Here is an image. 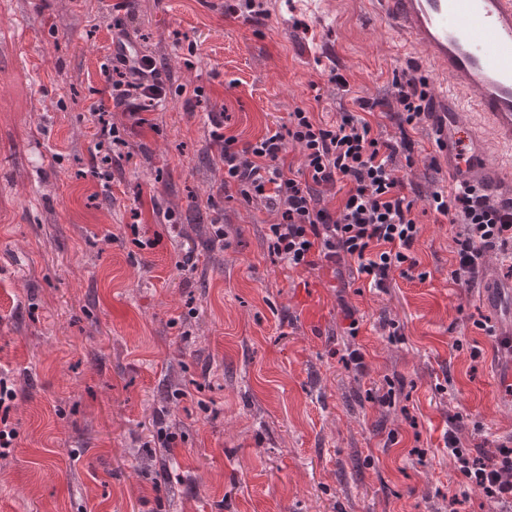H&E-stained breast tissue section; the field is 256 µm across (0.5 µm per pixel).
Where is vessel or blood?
I'll list each match as a JSON object with an SVG mask.
<instances>
[{
  "label": "vessel or blood",
  "mask_w": 512,
  "mask_h": 512,
  "mask_svg": "<svg viewBox=\"0 0 512 512\" xmlns=\"http://www.w3.org/2000/svg\"><path fill=\"white\" fill-rule=\"evenodd\" d=\"M381 18L405 31L437 78L428 112L435 145L457 182L496 187L499 173L461 115L488 117L512 147V0H373Z\"/></svg>",
  "instance_id": "1"
}]
</instances>
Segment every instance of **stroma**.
<instances>
[{
  "instance_id": "stroma-1",
  "label": "stroma",
  "mask_w": 512,
  "mask_h": 512,
  "mask_svg": "<svg viewBox=\"0 0 512 512\" xmlns=\"http://www.w3.org/2000/svg\"><path fill=\"white\" fill-rule=\"evenodd\" d=\"M113 2L0 0V377L17 393L0 512H448L452 419L465 448L512 437V279L491 251L474 287L449 282L461 227L428 206L452 187L428 123L404 173L426 277L384 291L271 256L276 212L225 194L209 139L214 115L250 140L298 107L329 124L393 100L422 55L370 0H266L259 17L134 0L123 22L170 97L151 128L112 107L128 158L105 180L90 112Z\"/></svg>"
}]
</instances>
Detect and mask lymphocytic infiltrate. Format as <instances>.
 <instances>
[{
    "mask_svg": "<svg viewBox=\"0 0 512 512\" xmlns=\"http://www.w3.org/2000/svg\"><path fill=\"white\" fill-rule=\"evenodd\" d=\"M112 65L106 70L110 95L125 107L136 124L162 105L168 88L155 60L131 44L122 21H114ZM399 124L412 125L425 114L428 84L409 74L395 78ZM376 103L359 101L357 111L343 110L333 124H322L311 112H290L286 131H267L252 141L213 132L216 161L224 170V188H236L245 202L260 200L280 216L265 235L267 249L287 268H309L322 260L332 266L355 265L359 278L374 288L387 287L391 272L412 278L419 262L412 249L420 227L413 212L409 182L396 173L394 161L414 160L408 135L385 138L371 117ZM302 149L301 163L287 159L288 145ZM344 184L337 209L320 198V188ZM431 207L449 223L463 225L453 246L448 279L474 283L482 272L487 250L497 249L512 264V198L492 197L485 189L459 184L451 192L437 191ZM445 446L462 478L448 500V512H459L469 490L480 491L512 512V447L501 444L494 453L461 447L456 428L445 433Z\"/></svg>",
    "mask_w": 512,
    "mask_h": 512,
    "instance_id": "obj_1",
    "label": "lymphocytic infiltrate"
}]
</instances>
